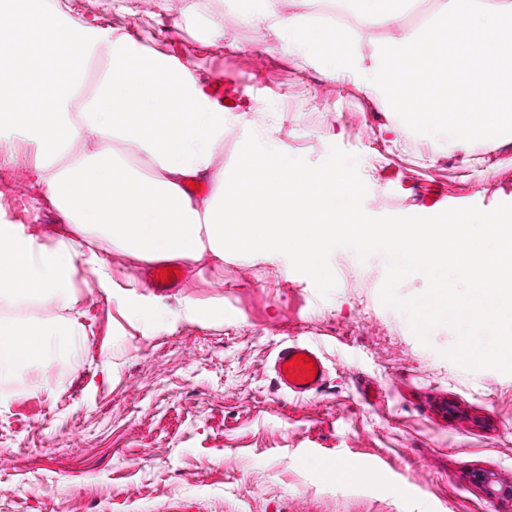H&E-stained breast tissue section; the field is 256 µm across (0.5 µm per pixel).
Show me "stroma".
Listing matches in <instances>:
<instances>
[{
	"mask_svg": "<svg viewBox=\"0 0 512 512\" xmlns=\"http://www.w3.org/2000/svg\"><path fill=\"white\" fill-rule=\"evenodd\" d=\"M141 50L194 76L243 82L246 118L219 157L236 168L276 128L287 157L338 163L374 224H435L512 209V147L379 134L386 118L360 71L333 75L285 53L287 32L241 22L238 0H65ZM37 146L0 161V233L49 245L64 226L35 183ZM329 276L292 254L204 256L177 284L150 265L77 249L72 299L49 310L63 353L0 382V512H512V366L466 358L501 342L440 315L420 321L431 284L385 249L340 241ZM317 344L329 373L304 396L279 390V345ZM344 462L357 480L333 476Z\"/></svg>",
	"mask_w": 512,
	"mask_h": 512,
	"instance_id": "35a3bbf8",
	"label": "stroma"
}]
</instances>
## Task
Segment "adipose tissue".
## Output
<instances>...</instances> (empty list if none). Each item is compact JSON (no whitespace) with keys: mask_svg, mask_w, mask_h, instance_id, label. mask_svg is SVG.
Wrapping results in <instances>:
<instances>
[{"mask_svg":"<svg viewBox=\"0 0 512 512\" xmlns=\"http://www.w3.org/2000/svg\"><path fill=\"white\" fill-rule=\"evenodd\" d=\"M329 16L284 13L279 0L244 9L242 22L284 30L290 54L324 55L332 73L358 67L381 98L393 139L446 131L453 148L512 144V0H435L414 27L416 0H298ZM382 26L388 38L362 43ZM102 60L93 84L83 73ZM233 113L190 70L161 51L75 17L50 0H8L0 8V127L36 141L34 178L66 225L55 244L0 235V304L49 307L71 296L76 246L107 243L143 262H196L225 252L292 253L328 275L337 239L381 243L423 269L435 309L497 329L512 321V212L470 231L472 214L443 224H372L344 167L307 169L282 154L275 129L225 173L217 157ZM206 194L190 192L191 183ZM480 292L482 310L448 297L449 275ZM50 322L0 314V380L54 358Z\"/></svg>","mask_w":512,"mask_h":512,"instance_id":"ef3b65f1","label":"adipose tissue"}]
</instances>
